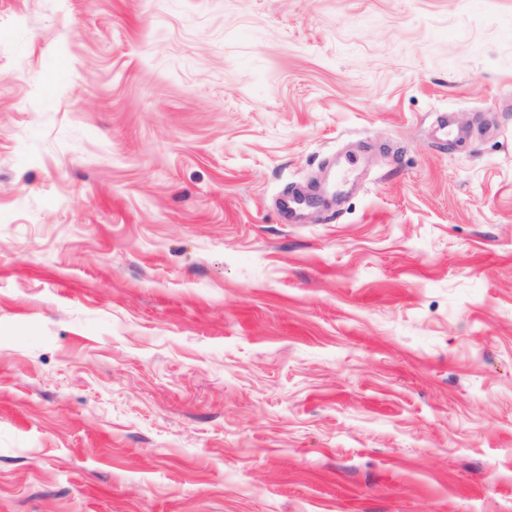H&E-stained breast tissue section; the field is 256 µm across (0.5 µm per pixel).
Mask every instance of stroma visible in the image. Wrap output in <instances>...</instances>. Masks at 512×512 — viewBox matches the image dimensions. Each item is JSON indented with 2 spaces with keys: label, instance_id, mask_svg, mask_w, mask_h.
<instances>
[{
  "label": "stroma",
  "instance_id": "stroma-1",
  "mask_svg": "<svg viewBox=\"0 0 512 512\" xmlns=\"http://www.w3.org/2000/svg\"><path fill=\"white\" fill-rule=\"evenodd\" d=\"M0 512H512V0H0Z\"/></svg>",
  "mask_w": 512,
  "mask_h": 512
}]
</instances>
